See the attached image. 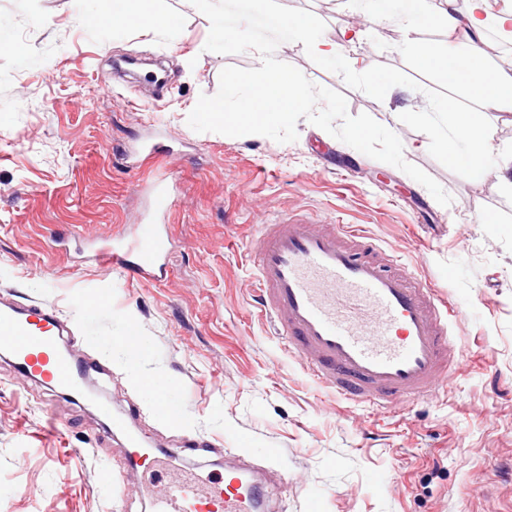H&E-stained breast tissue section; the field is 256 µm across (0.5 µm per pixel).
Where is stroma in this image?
Here are the masks:
<instances>
[{"label":"stroma","mask_w":512,"mask_h":512,"mask_svg":"<svg viewBox=\"0 0 512 512\" xmlns=\"http://www.w3.org/2000/svg\"><path fill=\"white\" fill-rule=\"evenodd\" d=\"M318 34L365 28L343 59L301 44L278 60L341 92L402 141L404 158L451 196L438 204L419 182L312 125L279 143L261 135L194 131L200 94L225 67H256L257 52L206 50L209 19L190 0H152L173 33L90 24L105 0H0V299L54 308L69 322L75 356L111 366L94 386L132 430L167 450L171 469L210 478L247 449L276 469L267 512H512V195L494 175L448 164L437 131L453 133L444 101L479 112L480 100L402 49L448 38L407 23L400 0L374 16L369 0H275ZM152 57L132 82L119 59ZM390 82L373 89L370 76ZM484 111V110H483ZM167 146L149 158V144ZM173 204H153V185ZM494 216L483 223L481 214ZM364 225L468 314L452 327L462 352L428 401L382 413L338 402L289 355L259 317L249 244L258 225L288 215ZM162 225L163 276H127L93 257L95 239ZM139 337L131 360L121 340ZM156 372L166 399L186 403L170 425L141 384ZM199 452L181 451L185 440ZM112 471L100 485L99 469ZM159 488L125 465L123 437L88 402L19 377L0 357V512H149Z\"/></svg>","instance_id":"stroma-1"}]
</instances>
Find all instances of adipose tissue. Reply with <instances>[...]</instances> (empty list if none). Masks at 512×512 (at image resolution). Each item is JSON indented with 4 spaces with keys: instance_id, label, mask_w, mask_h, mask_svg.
Returning <instances> with one entry per match:
<instances>
[{
    "instance_id": "1",
    "label": "adipose tissue",
    "mask_w": 512,
    "mask_h": 512,
    "mask_svg": "<svg viewBox=\"0 0 512 512\" xmlns=\"http://www.w3.org/2000/svg\"><path fill=\"white\" fill-rule=\"evenodd\" d=\"M108 20L113 27L149 26L154 30H169L175 25L172 17L149 12L148 0H109ZM408 18L418 27L443 29L448 33L445 51L417 39H407L405 51L426 66L437 70H450L459 85L479 95L485 109L502 110L512 104V67L500 66L488 69L484 62L483 37L490 25L505 26L506 20L492 15L487 0H471L468 10H461L458 0H407ZM269 26L283 30L290 40L311 43L320 56L333 59L341 54L343 47L333 38L315 42L311 39V23L288 17L277 7H269L265 13ZM455 119V139L467 143L466 151H458L455 139L445 140L444 150L449 158L462 159L468 171L477 177L486 176L485 160L491 146L483 133V112H458Z\"/></svg>"
}]
</instances>
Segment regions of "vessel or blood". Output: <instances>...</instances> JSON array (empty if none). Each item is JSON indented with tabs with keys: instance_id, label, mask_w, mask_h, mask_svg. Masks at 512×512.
<instances>
[{
	"instance_id": "obj_1",
	"label": "vessel or blood",
	"mask_w": 512,
	"mask_h": 512,
	"mask_svg": "<svg viewBox=\"0 0 512 512\" xmlns=\"http://www.w3.org/2000/svg\"><path fill=\"white\" fill-rule=\"evenodd\" d=\"M167 237L143 224L133 240L113 238L97 261L131 275L163 271ZM254 282L265 317L284 349L336 398L387 410L436 393L460 351L449 332L464 311L449 302L400 256L348 224H264L252 243ZM66 325L56 310L0 306V352L22 377L38 376L72 399L99 372L60 344ZM134 468L162 471L161 451L136 435L126 438ZM270 488L250 469H227L223 479L168 475L150 512H265Z\"/></svg>"
}]
</instances>
